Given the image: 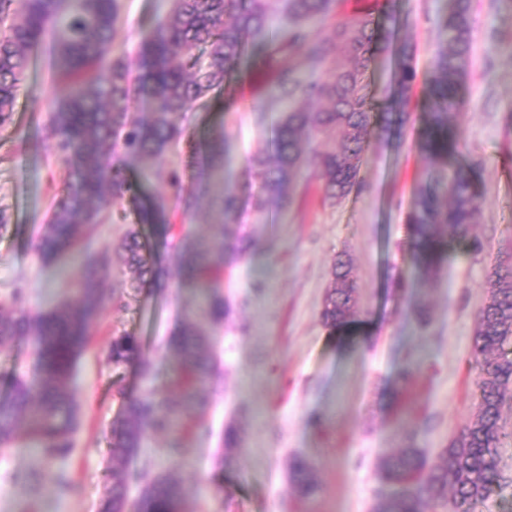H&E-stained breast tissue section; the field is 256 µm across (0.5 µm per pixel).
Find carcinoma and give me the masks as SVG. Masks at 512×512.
<instances>
[{
  "instance_id": "carcinoma-1",
  "label": "carcinoma",
  "mask_w": 512,
  "mask_h": 512,
  "mask_svg": "<svg viewBox=\"0 0 512 512\" xmlns=\"http://www.w3.org/2000/svg\"><path fill=\"white\" fill-rule=\"evenodd\" d=\"M120 0H0V128L11 122L17 87L28 66L30 51L52 34L58 75L67 93L52 105L53 148L68 174L61 196L37 244L45 261L81 246L83 280L74 303L31 314L20 307L21 293L12 294L11 309L0 311V356L11 353V343L32 337L36 368L31 377L17 381L0 395V449L11 447L19 431L37 443L46 468L57 485L67 490L66 472L54 469L70 457L71 436L77 425L78 406L73 384L75 365L89 344L90 326L105 305L120 304L122 297L111 284V270L95 246L89 229L103 220L107 208L120 210L136 199L139 184L124 168L112 164V147L153 168L176 142L187 140L200 155L201 178L224 171L228 136L199 147L178 122L185 112L209 108L210 95L224 89L251 39L266 32L269 0H173L166 19L141 44L146 73L142 88L152 103L140 117L130 110L132 86L127 62L115 56ZM336 0H283V25L276 35L282 61L271 94L288 111L271 129L268 147L254 156L251 169L267 196L256 199L255 209L266 212L271 204L290 200L296 180L311 167L322 181L325 197L340 200L361 185L362 158L371 134L378 130L400 138L410 93L418 74L414 49L394 42V34L381 33L370 13L336 20V36L328 40L317 24L334 11ZM471 0H455L453 11L439 23L441 40L432 58V74L425 83L428 119L418 140L419 151L444 161L459 153L453 120L467 111L459 88L466 79L473 55ZM393 54V91L387 109L374 111L368 92L367 70L379 44ZM300 48L311 65L309 77L298 75L293 51ZM333 69L324 80L317 72ZM300 100H327L325 111L297 106ZM325 136L333 144L306 153L303 143ZM473 164L448 170L441 188L426 185L416 194L405 215L416 241L419 267L437 266V245L466 238L480 223L479 186L472 178ZM154 175L166 179L183 213L198 204L195 189L186 188L174 172ZM215 195L223 219L208 238L183 234L176 243L181 264V286L191 289L211 321L218 325L228 311L221 294L219 274L241 254L229 225L234 223L238 199L230 176H222ZM121 273L134 291L155 283L160 267L147 252L140 230L131 227L119 244ZM349 257L340 256L332 268V284L323 310L331 330L345 325L354 314L357 287ZM512 270L494 272L475 330L471 359L479 368L477 404L472 416L435 459L429 449L414 445L412 431L404 432V447L382 458L378 469L383 483L396 488L379 499L374 512H425L434 504L445 512H470L496 481L493 449L505 437L503 408L512 397ZM213 337L187 319L163 343L164 357L177 370L181 399L162 402L152 393L133 396L120 391L125 418L112 425L111 461L123 462L136 454L149 430L173 431L177 423L198 417L205 405L201 390L213 372ZM109 356L119 368L132 361L152 372L138 339L130 334L112 338ZM142 485L139 512H182L186 496L183 482L171 475H153L145 467L135 474L112 467V484L99 504V512H127L131 482ZM294 490L309 495L315 488L313 465L297 458L291 466Z\"/></svg>"
}]
</instances>
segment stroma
Wrapping results in <instances>:
<instances>
[{"label": "stroma", "instance_id": "35a3bbf8", "mask_svg": "<svg viewBox=\"0 0 512 512\" xmlns=\"http://www.w3.org/2000/svg\"><path fill=\"white\" fill-rule=\"evenodd\" d=\"M121 4L117 39L131 57L136 84L141 43L166 18L171 0ZM453 6L454 0H338L336 15L391 16L398 37L415 48L421 78L400 143L372 138L362 160L363 187L346 199L324 200L308 169L286 208L265 218L255 212L261 188L249 160L283 111L256 78L258 69L270 73L277 66L271 42L250 46L209 110L185 114L182 123L194 140L228 136L226 166L238 195L233 230L247 249L223 275L229 314L222 326H213L180 287L176 250L145 219L150 199L167 193L166 184L144 179L141 162L113 148L112 163L144 180V197L110 214L93 237L118 284L117 245L137 226L162 258L165 283L124 290L123 306H107L93 324L74 377L79 415L66 463L70 490L60 491L47 476L27 481L43 464L21 434L0 453V512H97L112 481L109 442L123 410L120 394L179 395L160 342L188 318L216 336L210 404L201 415L208 429L182 436L181 457L169 454L168 436L147 435L127 464L133 470L148 460L156 473L180 477L188 489L184 512H372L382 488L377 463L401 448L400 422L416 425L417 446L434 452L459 434L476 403L468 352L478 314L495 265L512 264V0H473L474 56L461 88L469 110L455 122L461 156L478 165L482 220L422 274L414 268L404 218L418 188L442 169L419 153L417 142L426 110L422 81L439 21ZM63 94L46 46L35 48L12 122L0 130V214L7 224L0 231V302L21 288L25 308L34 312L75 299L82 278L70 255L46 262L36 250L66 176L48 139L50 108ZM475 239L481 250L473 249ZM341 254L352 261L359 302L350 321L332 330L321 311ZM118 333L137 337L155 375L112 365L108 348ZM408 364L417 373L403 392L394 377ZM503 419L510 436L496 450L498 480L474 512H512V402ZM230 428L242 437L231 453L224 445ZM297 456L314 466L317 489L306 497L296 496L290 482Z\"/></svg>", "mask_w": 512, "mask_h": 512}]
</instances>
